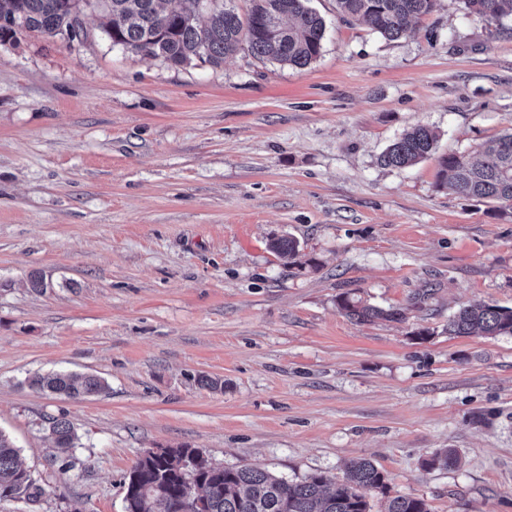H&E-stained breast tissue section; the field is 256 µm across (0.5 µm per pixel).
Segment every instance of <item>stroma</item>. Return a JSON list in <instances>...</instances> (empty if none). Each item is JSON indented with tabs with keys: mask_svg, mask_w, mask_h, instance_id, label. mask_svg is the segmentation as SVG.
I'll return each instance as SVG.
<instances>
[{
	"mask_svg": "<svg viewBox=\"0 0 512 512\" xmlns=\"http://www.w3.org/2000/svg\"><path fill=\"white\" fill-rule=\"evenodd\" d=\"M310 4L305 68L245 47L174 68L92 12L86 41L0 45V430L43 490L0 512H124L140 454L181 445L294 481L367 458L431 512H512V336L445 330L512 306V217L439 187L436 157L379 163L417 126L466 156L512 128V14L440 0L388 40ZM345 292L405 318L352 322ZM56 371L109 390L25 383ZM60 416L75 447L46 437ZM440 448L457 467L424 468ZM451 336L512 335V307L483 303L461 308L445 327ZM28 382L30 387L37 390L64 394L72 398L98 396L108 389L104 379L87 373H49L36 375Z\"/></svg>",
	"mask_w": 512,
	"mask_h": 512,
	"instance_id": "obj_1",
	"label": "stroma"
}]
</instances>
